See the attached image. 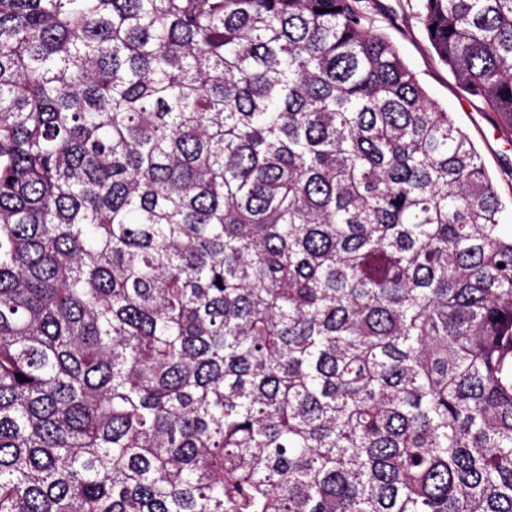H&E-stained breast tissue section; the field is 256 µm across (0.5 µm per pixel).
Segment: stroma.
<instances>
[{
    "instance_id": "1",
    "label": "stroma",
    "mask_w": 512,
    "mask_h": 512,
    "mask_svg": "<svg viewBox=\"0 0 512 512\" xmlns=\"http://www.w3.org/2000/svg\"><path fill=\"white\" fill-rule=\"evenodd\" d=\"M413 3L414 0H380L382 10L375 15L373 27L396 43L405 63L470 136L497 179L505 205L504 222L512 226V141L500 135L492 113L471 106L447 67L438 61L415 16Z\"/></svg>"
}]
</instances>
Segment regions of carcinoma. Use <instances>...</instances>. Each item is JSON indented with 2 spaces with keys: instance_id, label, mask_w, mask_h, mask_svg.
Instances as JSON below:
<instances>
[{
  "instance_id": "carcinoma-1",
  "label": "carcinoma",
  "mask_w": 512,
  "mask_h": 512,
  "mask_svg": "<svg viewBox=\"0 0 512 512\" xmlns=\"http://www.w3.org/2000/svg\"><path fill=\"white\" fill-rule=\"evenodd\" d=\"M377 8L0 0V512H512V230ZM416 8L511 138L512 0Z\"/></svg>"
}]
</instances>
